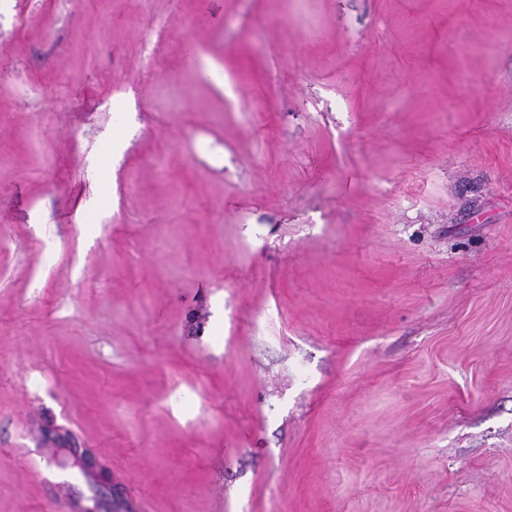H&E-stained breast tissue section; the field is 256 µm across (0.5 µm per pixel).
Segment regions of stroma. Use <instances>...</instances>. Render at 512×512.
I'll return each instance as SVG.
<instances>
[{"label":"stroma","instance_id":"35a3bbf8","mask_svg":"<svg viewBox=\"0 0 512 512\" xmlns=\"http://www.w3.org/2000/svg\"><path fill=\"white\" fill-rule=\"evenodd\" d=\"M0 512H512V0H0Z\"/></svg>","mask_w":512,"mask_h":512}]
</instances>
